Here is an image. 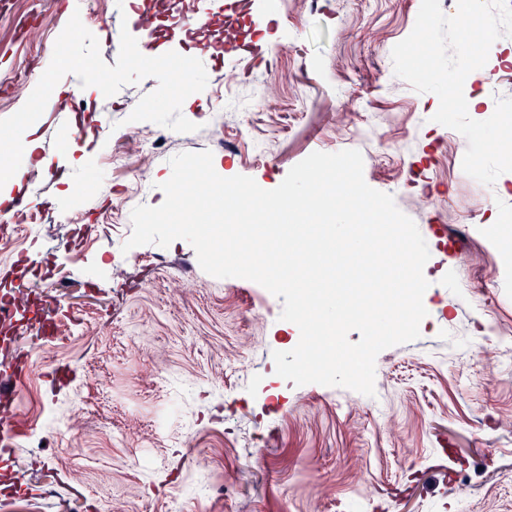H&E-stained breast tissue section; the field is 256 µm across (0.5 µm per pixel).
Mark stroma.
Wrapping results in <instances>:
<instances>
[{"instance_id":"1","label":"stroma","mask_w":512,"mask_h":512,"mask_svg":"<svg viewBox=\"0 0 512 512\" xmlns=\"http://www.w3.org/2000/svg\"><path fill=\"white\" fill-rule=\"evenodd\" d=\"M287 2L256 4L266 51L234 76L218 52L204 59L207 86L184 112L198 131L152 154L123 125L157 89L151 77L107 97L65 75L35 122L26 173L41 222L0 246V297L31 294L54 328L20 326L0 346V376L30 353L34 374L9 407L44 445L34 454L19 437L0 460V512H512V344L483 329L491 311L512 337V262L496 258L512 233V172L490 186L465 174L466 140L432 120L437 96L395 75L418 0ZM149 7L0 0V119L24 105L72 14L112 66L107 34ZM498 47L464 88L471 117L512 97V37ZM353 91L366 109L344 103ZM76 100L107 128L69 153L54 118ZM345 149L430 251L420 336L378 355L371 397L276 374L272 354L294 348L293 332L259 284L207 274L181 239L124 247L132 210L161 205L177 154L211 151L219 175L271 190L312 152ZM75 409L79 434L60 439L53 423Z\"/></svg>"}]
</instances>
